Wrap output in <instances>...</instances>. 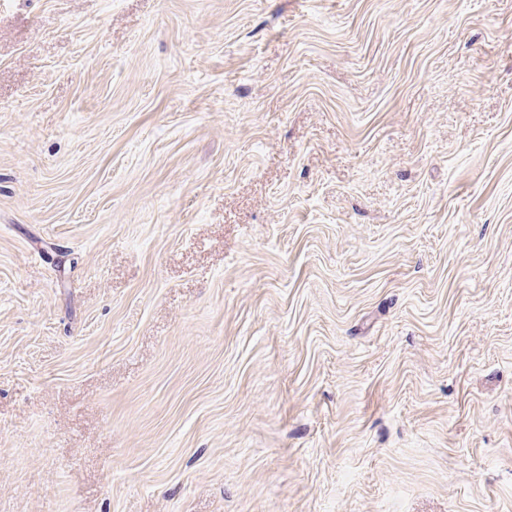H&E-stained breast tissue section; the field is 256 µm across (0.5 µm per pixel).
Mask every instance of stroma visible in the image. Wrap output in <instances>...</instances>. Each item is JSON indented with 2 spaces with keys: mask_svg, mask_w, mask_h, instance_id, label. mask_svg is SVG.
Here are the masks:
<instances>
[{
  "mask_svg": "<svg viewBox=\"0 0 512 512\" xmlns=\"http://www.w3.org/2000/svg\"><path fill=\"white\" fill-rule=\"evenodd\" d=\"M0 512H512V0H0Z\"/></svg>",
  "mask_w": 512,
  "mask_h": 512,
  "instance_id": "1",
  "label": "stroma"
}]
</instances>
